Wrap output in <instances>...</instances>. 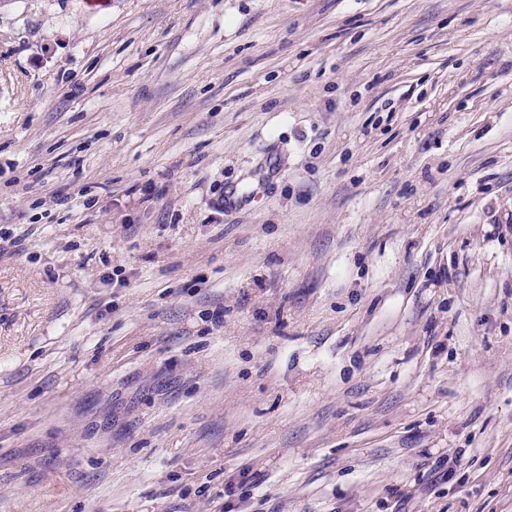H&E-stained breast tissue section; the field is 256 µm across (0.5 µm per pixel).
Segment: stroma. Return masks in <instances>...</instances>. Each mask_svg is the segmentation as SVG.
<instances>
[{
	"label": "stroma",
	"mask_w": 512,
	"mask_h": 512,
	"mask_svg": "<svg viewBox=\"0 0 512 512\" xmlns=\"http://www.w3.org/2000/svg\"><path fill=\"white\" fill-rule=\"evenodd\" d=\"M0 512H512V0H0Z\"/></svg>",
	"instance_id": "stroma-1"
}]
</instances>
